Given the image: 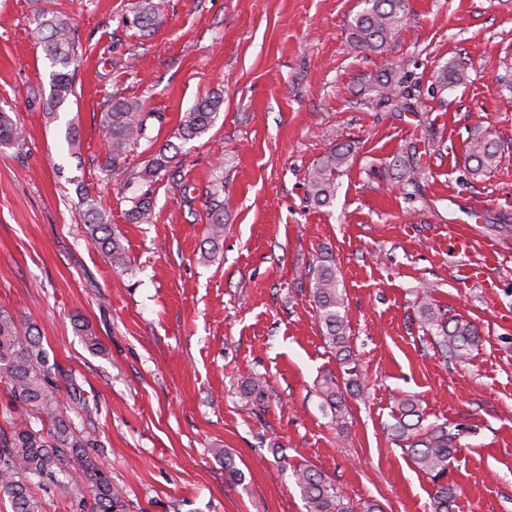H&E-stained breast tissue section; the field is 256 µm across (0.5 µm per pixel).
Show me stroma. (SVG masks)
I'll return each instance as SVG.
<instances>
[{
	"instance_id": "35a3bbf8",
	"label": "stroma",
	"mask_w": 512,
	"mask_h": 512,
	"mask_svg": "<svg viewBox=\"0 0 512 512\" xmlns=\"http://www.w3.org/2000/svg\"><path fill=\"white\" fill-rule=\"evenodd\" d=\"M41 5L78 43L75 97L45 113L51 67L33 22ZM136 0H0V109L24 127L0 148V311L36 327L61 368L64 413L88 435L126 512H307L295 473L321 470L355 512H432L434 487L392 436L399 398L425 424L462 428L448 478L454 512H512V0H405L383 52L352 46L364 0H154L159 23L133 26ZM466 58V84L432 90ZM400 65L419 112L380 103L371 84ZM221 92L213 126L180 144L174 172L140 174L176 140L184 113ZM119 96L150 112L148 137L106 168L103 113ZM500 145L471 176L474 131ZM351 151L336 195L317 204L309 170ZM422 153L399 180L395 157ZM223 182L224 238L207 241L208 194ZM101 201L123 265L89 242L82 194ZM148 197L153 220L129 212ZM464 233L479 276L448 243ZM490 244L498 263L480 262ZM333 258L346 334L365 391L337 427L318 393L343 368L325 339L307 272ZM430 296L475 322L481 342L449 362L423 328ZM88 325L101 349H88ZM264 376V401L241 376ZM80 390L91 406L71 397ZM232 454L245 474L224 468ZM44 512H91L86 481L33 480ZM406 154V156L402 155L395 159L394 166L399 167L398 169L402 171V177H406L409 183H413L416 180L414 175L421 173V155L418 156L419 153L417 152L416 145L409 146Z\"/></svg>"
}]
</instances>
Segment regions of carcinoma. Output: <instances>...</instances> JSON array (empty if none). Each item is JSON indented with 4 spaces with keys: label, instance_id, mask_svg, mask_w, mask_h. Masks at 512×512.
I'll use <instances>...</instances> for the list:
<instances>
[{
    "label": "carcinoma",
    "instance_id": "1",
    "mask_svg": "<svg viewBox=\"0 0 512 512\" xmlns=\"http://www.w3.org/2000/svg\"><path fill=\"white\" fill-rule=\"evenodd\" d=\"M367 8L358 14L350 27V41L360 49L380 52L402 22L404 0H366ZM37 28L42 33L41 42L45 58L49 61L50 93L46 112L53 114L71 96L75 95L74 75L70 70L75 57L74 38L67 27L58 23L45 9L34 12ZM156 11L151 0H141L133 23L141 28L154 25ZM397 65L390 63L385 73L374 79L372 91L378 99L396 110H413V95L409 86L394 78ZM467 63L453 59L442 66L435 79L436 87L444 92L463 83ZM224 99L221 95L202 98L182 118L178 138L184 142L204 134L219 114ZM152 112L143 110L132 99L114 98L104 112V124L109 131L107 158L117 166L129 149L148 138ZM25 141L21 126L12 116L0 110V146L19 145ZM179 154V147L166 143L148 160L140 178L152 180L168 170ZM498 154V145L487 136L476 133L469 141L467 161L473 175L492 166ZM348 150L337 147L331 150L308 172L307 181L311 194L319 204H327L336 193V176L346 164ZM402 176L412 183L421 173L417 146L411 145L406 154L394 161ZM223 183L215 184L210 194L208 241L215 243L224 236V206L220 200ZM87 223L92 243L105 253L115 265L124 264L125 248L120 237L111 230L106 213L90 197H85ZM151 217L150 201L142 197L131 209V220L145 223ZM312 297L320 322L326 330L325 340L336 351L341 364L346 366V382L339 384L329 376L321 383V395L330 408L336 425L344 424L345 405L342 388L360 391L357 364L348 346L344 297L338 288L336 268L324 263L315 269L312 278ZM421 321L428 330L435 331L436 344L445 359L463 363L477 346L481 336L476 324L466 319L448 316L445 309L424 301L419 306ZM57 363L50 359L40 336L28 328L20 330L18 322L9 313L0 312V376L9 380L11 396L36 411L46 428L36 430L30 421H10V431L0 429V499H6L12 512H42V502L31 490V478H55L56 474L69 471L86 480L93 492L92 512H123L124 504L112 491V480L96 459L87 453L89 439L81 434L64 414L57 384ZM243 392L256 399H264L266 384L262 378L248 376L243 382ZM391 430L394 436L407 443V451L416 467L430 479L434 486L433 512H451L456 489L448 482V460L457 451L460 433L446 423L420 430L419 402L404 396L396 403ZM296 484L306 501L308 512H353L343 491L322 472L312 468L296 471Z\"/></svg>",
    "mask_w": 512,
    "mask_h": 512
}]
</instances>
